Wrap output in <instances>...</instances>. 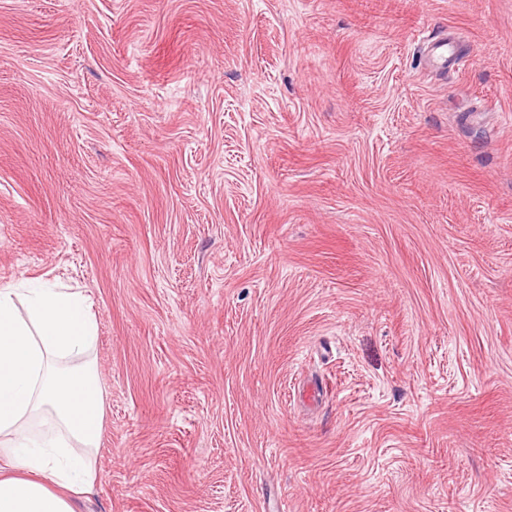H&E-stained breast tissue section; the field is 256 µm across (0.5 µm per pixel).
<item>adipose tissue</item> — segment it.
Here are the masks:
<instances>
[{
    "label": "adipose tissue",
    "mask_w": 512,
    "mask_h": 512,
    "mask_svg": "<svg viewBox=\"0 0 512 512\" xmlns=\"http://www.w3.org/2000/svg\"><path fill=\"white\" fill-rule=\"evenodd\" d=\"M97 335L82 291L0 284V512H76L75 497L91 492L102 433ZM41 415L51 426L43 434Z\"/></svg>",
    "instance_id": "ef3b65f1"
}]
</instances>
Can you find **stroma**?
<instances>
[{
  "mask_svg": "<svg viewBox=\"0 0 512 512\" xmlns=\"http://www.w3.org/2000/svg\"><path fill=\"white\" fill-rule=\"evenodd\" d=\"M26 280L98 324L79 512H512V0H0ZM460 58V52L453 38H439L428 46L427 63H435L443 70L454 68Z\"/></svg>",
  "mask_w": 512,
  "mask_h": 512,
  "instance_id": "35a3bbf8",
  "label": "stroma"
}]
</instances>
